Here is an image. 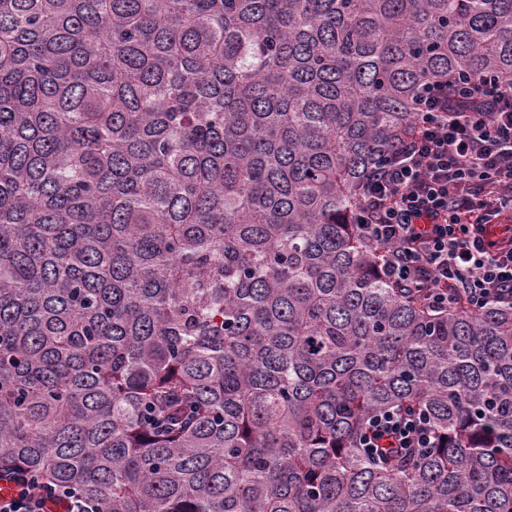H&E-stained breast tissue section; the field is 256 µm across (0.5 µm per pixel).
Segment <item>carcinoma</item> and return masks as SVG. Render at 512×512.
<instances>
[{
  "mask_svg": "<svg viewBox=\"0 0 512 512\" xmlns=\"http://www.w3.org/2000/svg\"><path fill=\"white\" fill-rule=\"evenodd\" d=\"M512 0H0V474L99 512H512V309L378 273L361 182ZM421 411L422 455L357 448ZM387 437L397 448L421 453L435 448L439 441L436 431L421 414L402 410H387L376 415L360 438V448H379L377 440Z\"/></svg>",
  "mask_w": 512,
  "mask_h": 512,
  "instance_id": "cac0c4a2",
  "label": "carcinoma"
}]
</instances>
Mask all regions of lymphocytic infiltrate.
Wrapping results in <instances>:
<instances>
[{"label": "lymphocytic infiltrate", "instance_id": "1", "mask_svg": "<svg viewBox=\"0 0 512 512\" xmlns=\"http://www.w3.org/2000/svg\"><path fill=\"white\" fill-rule=\"evenodd\" d=\"M356 234L383 254L382 276L422 291L444 309L512 307V80L486 73L433 82L420 102L413 137L363 181ZM413 453L436 447L422 415L393 409L373 417L360 438ZM0 512H98L78 489L56 487L19 467Z\"/></svg>", "mask_w": 512, "mask_h": 512}]
</instances>
